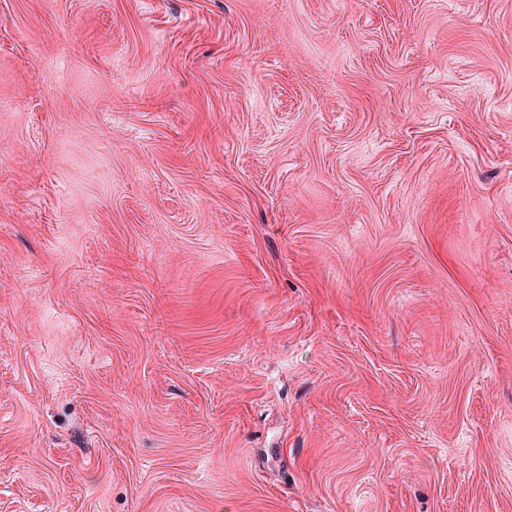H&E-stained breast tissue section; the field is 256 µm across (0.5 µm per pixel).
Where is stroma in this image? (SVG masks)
<instances>
[{
  "mask_svg": "<svg viewBox=\"0 0 512 512\" xmlns=\"http://www.w3.org/2000/svg\"><path fill=\"white\" fill-rule=\"evenodd\" d=\"M0 512H512V0H0Z\"/></svg>",
  "mask_w": 512,
  "mask_h": 512,
  "instance_id": "35a3bbf8",
  "label": "stroma"
}]
</instances>
